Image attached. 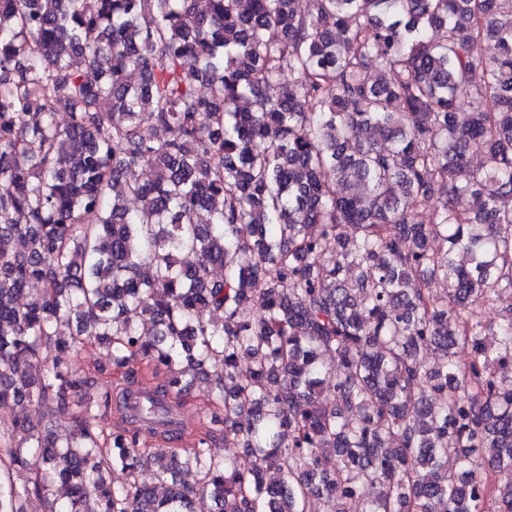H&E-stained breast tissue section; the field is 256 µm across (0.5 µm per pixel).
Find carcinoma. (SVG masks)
<instances>
[{"mask_svg":"<svg viewBox=\"0 0 512 512\" xmlns=\"http://www.w3.org/2000/svg\"><path fill=\"white\" fill-rule=\"evenodd\" d=\"M296 3L0 0V402L66 421L0 426V512H512V0ZM89 346L164 370L131 427ZM190 370L219 414L140 451ZM70 360L75 370L92 377L82 392L85 399L91 402L100 401L106 390L112 392V407L103 416L102 426L107 430L129 426L122 411L121 397L127 387L136 388L137 383L131 386L128 384L131 379L125 380L121 374H113L110 357L105 349L90 347L75 352Z\"/></svg>","mask_w":512,"mask_h":512,"instance_id":"1","label":"carcinoma"}]
</instances>
